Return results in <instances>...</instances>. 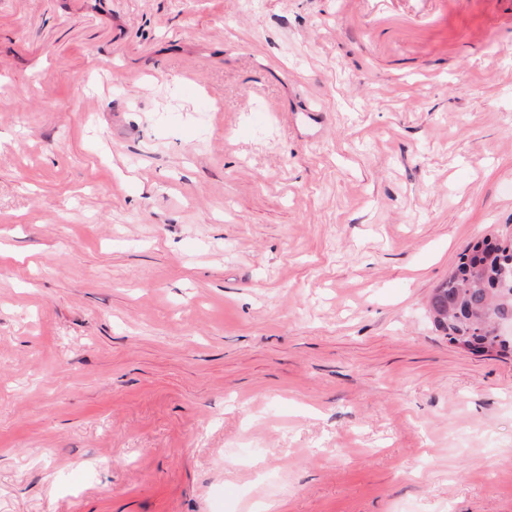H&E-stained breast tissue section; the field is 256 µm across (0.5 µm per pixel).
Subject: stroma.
<instances>
[{
    "instance_id": "35a3bbf8",
    "label": "stroma",
    "mask_w": 512,
    "mask_h": 512,
    "mask_svg": "<svg viewBox=\"0 0 512 512\" xmlns=\"http://www.w3.org/2000/svg\"><path fill=\"white\" fill-rule=\"evenodd\" d=\"M512 0H0V512H512ZM490 237L478 239L459 256L448 280L430 299L435 325L450 344H464L473 353H490L477 346L512 339V288L501 286L499 257H492ZM482 255V258H479Z\"/></svg>"
}]
</instances>
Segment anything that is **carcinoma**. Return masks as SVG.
Here are the masks:
<instances>
[{
	"label": "carcinoma",
	"instance_id": "obj_1",
	"mask_svg": "<svg viewBox=\"0 0 512 512\" xmlns=\"http://www.w3.org/2000/svg\"><path fill=\"white\" fill-rule=\"evenodd\" d=\"M493 251L488 237L471 244L430 299L434 323L448 342L473 353H486L480 344L494 345L496 325L512 320V288L501 286V265Z\"/></svg>",
	"mask_w": 512,
	"mask_h": 512
}]
</instances>
